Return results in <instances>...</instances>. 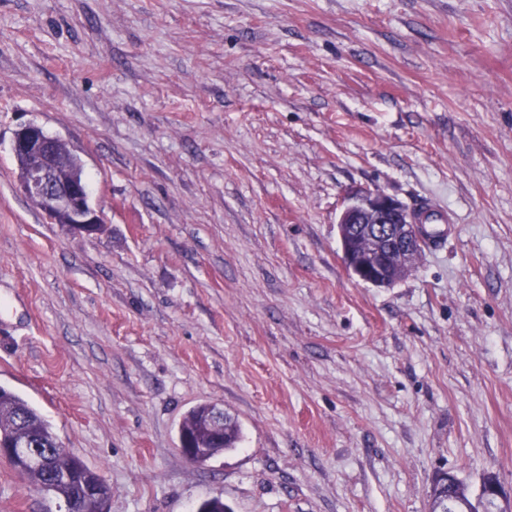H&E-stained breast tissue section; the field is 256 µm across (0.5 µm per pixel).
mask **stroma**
<instances>
[{
	"mask_svg": "<svg viewBox=\"0 0 512 512\" xmlns=\"http://www.w3.org/2000/svg\"><path fill=\"white\" fill-rule=\"evenodd\" d=\"M66 141L104 229L18 189ZM456 233L389 287L344 266L352 189ZM0 385L108 512H428L512 490V0H0ZM238 448L178 450L199 403ZM0 459V512H57ZM203 403L191 409L183 418L180 428L179 437L182 435H189L198 446L199 444L211 447L210 452L197 459L202 453L200 448H195L191 443L186 441H179V451L181 455L188 461L202 463L207 461L213 456H216L224 451L236 449L241 441V432L238 422L228 414H225L224 422V409L217 405ZM207 415L208 424L216 431H221L224 427V438L219 444H213L209 438L208 433L201 424L203 416Z\"/></svg>",
	"mask_w": 512,
	"mask_h": 512,
	"instance_id": "35a3bbf8",
	"label": "stroma"
}]
</instances>
